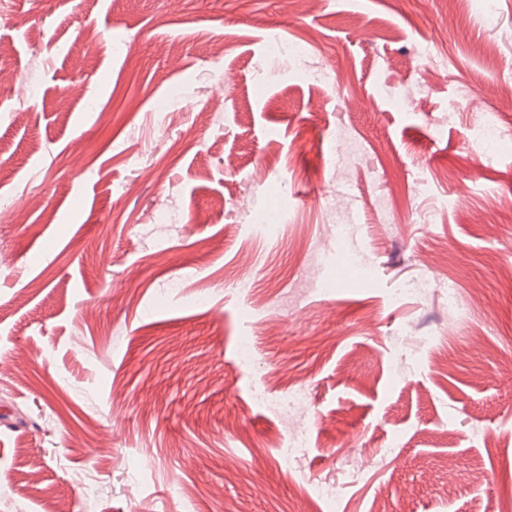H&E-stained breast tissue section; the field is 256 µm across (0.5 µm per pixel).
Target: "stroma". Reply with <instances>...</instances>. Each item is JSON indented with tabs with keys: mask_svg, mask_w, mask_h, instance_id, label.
<instances>
[{
	"mask_svg": "<svg viewBox=\"0 0 512 512\" xmlns=\"http://www.w3.org/2000/svg\"><path fill=\"white\" fill-rule=\"evenodd\" d=\"M0 45V512H512V0H0ZM304 401V390L297 383H292L286 395L271 401V407L279 416L288 419L300 412Z\"/></svg>",
	"mask_w": 512,
	"mask_h": 512,
	"instance_id": "obj_1",
	"label": "stroma"
}]
</instances>
